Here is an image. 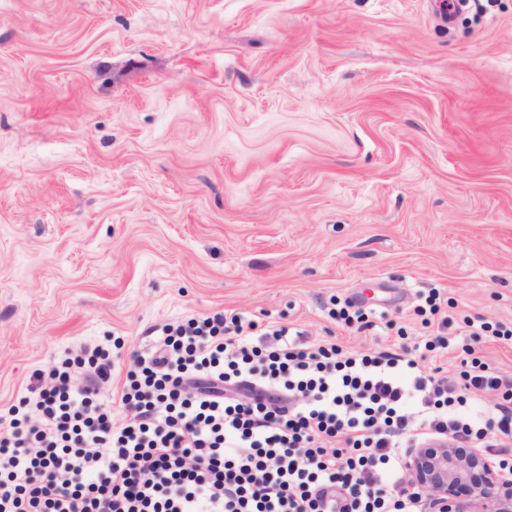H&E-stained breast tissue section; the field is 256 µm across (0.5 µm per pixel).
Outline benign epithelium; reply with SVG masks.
Segmentation results:
<instances>
[{
  "label": "benign epithelium",
  "mask_w": 512,
  "mask_h": 512,
  "mask_svg": "<svg viewBox=\"0 0 512 512\" xmlns=\"http://www.w3.org/2000/svg\"><path fill=\"white\" fill-rule=\"evenodd\" d=\"M456 438L411 451L406 489L425 490L435 512H512V470Z\"/></svg>",
  "instance_id": "obj_1"
}]
</instances>
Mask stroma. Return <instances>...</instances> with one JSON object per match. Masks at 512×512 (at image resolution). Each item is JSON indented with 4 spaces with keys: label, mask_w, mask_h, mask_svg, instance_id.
<instances>
[{
    "label": "stroma",
    "mask_w": 512,
    "mask_h": 512,
    "mask_svg": "<svg viewBox=\"0 0 512 512\" xmlns=\"http://www.w3.org/2000/svg\"><path fill=\"white\" fill-rule=\"evenodd\" d=\"M432 288L512 325V0H0V407L222 310L410 347ZM354 306L351 302H345V306L334 313V317L337 322L343 323L345 326L352 325L353 323L359 324V330H369L373 327V321L370 318L373 317L372 311L366 312L364 309H353Z\"/></svg>",
    "instance_id": "obj_1"
}]
</instances>
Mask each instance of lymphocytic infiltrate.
I'll return each instance as SVG.
<instances>
[{
  "instance_id": "obj_1",
  "label": "lymphocytic infiltrate",
  "mask_w": 512,
  "mask_h": 512,
  "mask_svg": "<svg viewBox=\"0 0 512 512\" xmlns=\"http://www.w3.org/2000/svg\"><path fill=\"white\" fill-rule=\"evenodd\" d=\"M423 346L349 352L215 312L136 350L116 399L97 345L34 370L0 411V512H421L410 448L462 435L512 469V379L472 358L436 378L428 353L512 326L441 313Z\"/></svg>"
}]
</instances>
